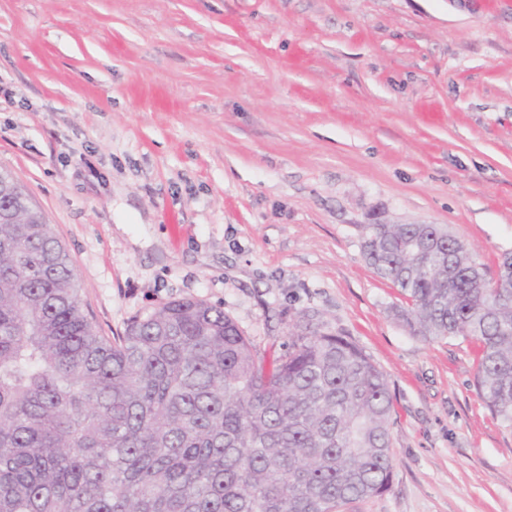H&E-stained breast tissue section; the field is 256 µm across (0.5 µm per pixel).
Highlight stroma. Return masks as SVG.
Returning <instances> with one entry per match:
<instances>
[{
  "mask_svg": "<svg viewBox=\"0 0 512 512\" xmlns=\"http://www.w3.org/2000/svg\"><path fill=\"white\" fill-rule=\"evenodd\" d=\"M101 333L221 306L271 354L306 321L393 398L389 489L345 512H512L481 344L390 313L358 225L512 252V0H0V170Z\"/></svg>",
  "mask_w": 512,
  "mask_h": 512,
  "instance_id": "stroma-1",
  "label": "stroma"
}]
</instances>
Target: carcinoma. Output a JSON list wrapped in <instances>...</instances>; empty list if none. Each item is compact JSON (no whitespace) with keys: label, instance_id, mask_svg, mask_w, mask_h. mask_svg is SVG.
Segmentation results:
<instances>
[{"label":"carcinoma","instance_id":"1","mask_svg":"<svg viewBox=\"0 0 512 512\" xmlns=\"http://www.w3.org/2000/svg\"><path fill=\"white\" fill-rule=\"evenodd\" d=\"M0 223V512H340L386 492L393 400L318 324L270 358L220 307L170 300L103 336L25 189ZM411 335L482 344L476 384L512 427V253L496 274L439 224H359Z\"/></svg>","mask_w":512,"mask_h":512}]
</instances>
